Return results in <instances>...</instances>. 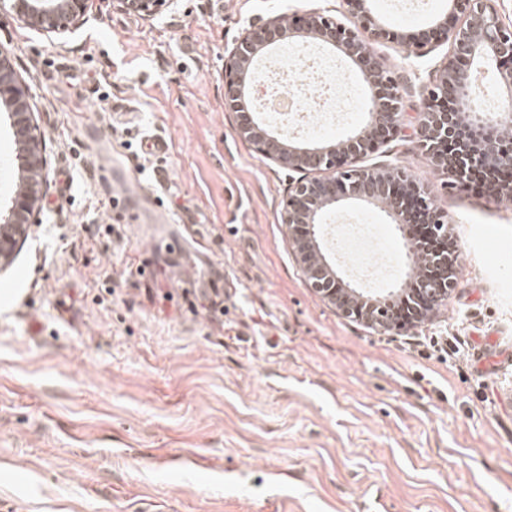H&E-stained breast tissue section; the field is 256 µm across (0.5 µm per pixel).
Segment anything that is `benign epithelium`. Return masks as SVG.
Here are the masks:
<instances>
[{
  "mask_svg": "<svg viewBox=\"0 0 512 512\" xmlns=\"http://www.w3.org/2000/svg\"><path fill=\"white\" fill-rule=\"evenodd\" d=\"M344 23L319 12L275 16L242 31L224 53V107L236 113L237 135L268 160L299 174L288 181L281 223L303 263L310 287L344 317L383 333L397 334L437 310L455 287L457 246H448V218L430 193L401 166L378 168L367 156L393 141L401 130L403 86L371 51V42L392 39L407 55L449 45L435 71L419 112L420 147L433 170L453 182L478 180L486 196L499 201L512 194V183L498 172L512 170V149L498 132L512 127V108L489 112L475 100L474 72L492 61L500 81L512 85V26L490 0H448L450 13L439 24L417 32L387 29L372 15L369 0H344ZM176 0H0V15L49 39L75 33L102 10L153 19ZM298 49L319 43L338 49L358 69L369 89L367 120L351 136L308 146L277 133L248 109L247 87L259 76L258 61L272 48ZM29 86L0 47V110L9 121L18 167L24 177L12 195L0 201V271L15 259L40 223L43 189L48 183L46 141L31 104ZM347 200L385 204L391 223L425 225L433 234L434 260L415 278L420 284L402 312L391 306L394 289H355L337 273L320 248L323 215Z\"/></svg>",
  "mask_w": 512,
  "mask_h": 512,
  "instance_id": "benign-epithelium-1",
  "label": "benign epithelium"
}]
</instances>
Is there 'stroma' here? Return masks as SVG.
I'll list each match as a JSON object with an SVG mask.
<instances>
[{"label": "stroma", "instance_id": "1", "mask_svg": "<svg viewBox=\"0 0 512 512\" xmlns=\"http://www.w3.org/2000/svg\"><path fill=\"white\" fill-rule=\"evenodd\" d=\"M315 9L348 17L343 0H178L150 21L103 12L62 47L0 17L50 159L42 222L0 272V512H377L378 497L388 512H512V201L447 186L416 135L447 45L373 47L406 94L400 136L366 163L427 185L459 251L451 295L399 335L310 288L280 220L290 173L224 109L225 48ZM371 10L413 32L449 6ZM308 50L334 66L335 110L276 129L346 138L366 119L362 80L339 51ZM125 180L141 223L112 207ZM345 224L375 233L376 282L339 251ZM323 240L352 287L407 277L376 204L346 202Z\"/></svg>", "mask_w": 512, "mask_h": 512}]
</instances>
